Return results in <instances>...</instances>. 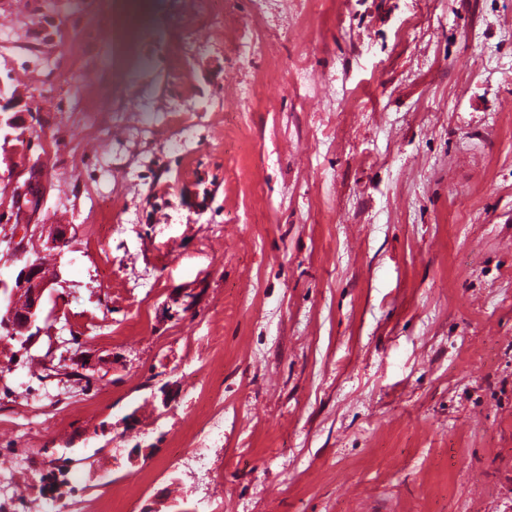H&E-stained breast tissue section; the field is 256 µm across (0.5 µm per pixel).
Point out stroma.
I'll return each mask as SVG.
<instances>
[{"instance_id":"1","label":"stroma","mask_w":512,"mask_h":512,"mask_svg":"<svg viewBox=\"0 0 512 512\" xmlns=\"http://www.w3.org/2000/svg\"><path fill=\"white\" fill-rule=\"evenodd\" d=\"M113 2L0 0L76 227L0 512H512V0Z\"/></svg>"}]
</instances>
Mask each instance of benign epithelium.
<instances>
[{"label": "benign epithelium", "mask_w": 512, "mask_h": 512, "mask_svg": "<svg viewBox=\"0 0 512 512\" xmlns=\"http://www.w3.org/2000/svg\"><path fill=\"white\" fill-rule=\"evenodd\" d=\"M13 108L14 97L9 94V87L0 81V137L7 143L16 138V131L27 126L21 114L12 112ZM71 228L70 224L55 225L46 247L50 250L63 248ZM16 229L11 250L22 266L10 281L0 278V292L6 294L8 300L6 312L0 317V332L20 342L24 348L34 336L33 327L41 319L44 294L59 279V273L49 269L43 257L34 260L27 257L26 241L42 237L43 225L19 223Z\"/></svg>", "instance_id": "7a95c632"}]
</instances>
